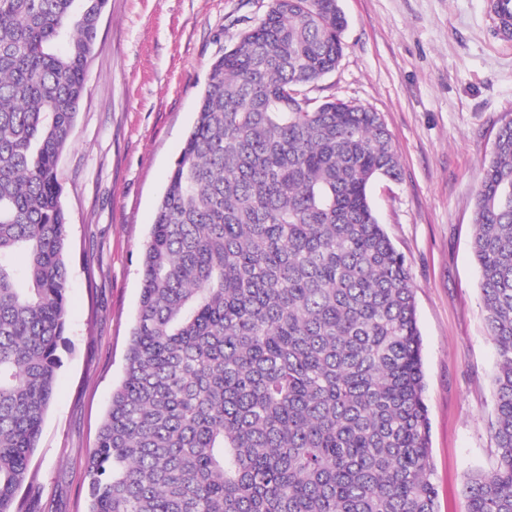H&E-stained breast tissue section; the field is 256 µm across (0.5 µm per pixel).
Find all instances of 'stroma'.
<instances>
[{
  "label": "stroma",
  "instance_id": "obj_1",
  "mask_svg": "<svg viewBox=\"0 0 512 512\" xmlns=\"http://www.w3.org/2000/svg\"><path fill=\"white\" fill-rule=\"evenodd\" d=\"M270 0H107L69 145L65 343L32 459L39 512H86L84 461L124 367L143 245L194 123L211 62ZM491 0H340L339 67L310 93L380 112L399 157L371 202L410 268L423 339L437 512H466L471 469L496 452V350L472 254L473 203L512 118V42Z\"/></svg>",
  "mask_w": 512,
  "mask_h": 512
}]
</instances>
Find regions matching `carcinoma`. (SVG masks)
<instances>
[{
  "instance_id": "carcinoma-1",
  "label": "carcinoma",
  "mask_w": 512,
  "mask_h": 512,
  "mask_svg": "<svg viewBox=\"0 0 512 512\" xmlns=\"http://www.w3.org/2000/svg\"><path fill=\"white\" fill-rule=\"evenodd\" d=\"M105 5L0 0V512L39 498L67 329L57 167ZM346 26L339 0H271L211 64L143 246L87 512H437L409 267L369 197L398 155L376 110L307 95ZM473 221L496 453L464 496L512 512V120Z\"/></svg>"
}]
</instances>
